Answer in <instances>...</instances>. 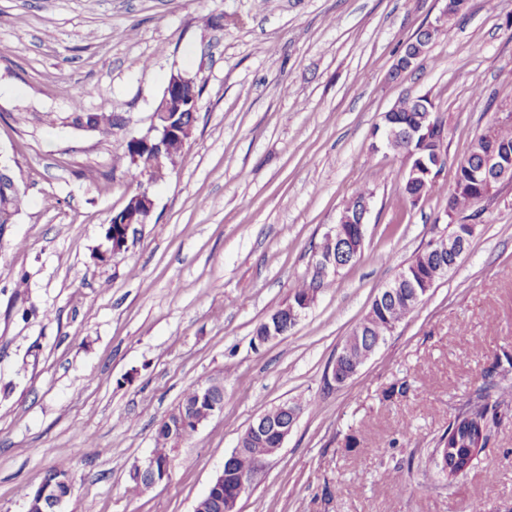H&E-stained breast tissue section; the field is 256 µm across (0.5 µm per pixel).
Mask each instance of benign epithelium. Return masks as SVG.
I'll return each instance as SVG.
<instances>
[{"label":"benign epithelium","instance_id":"benign-epithelium-1","mask_svg":"<svg viewBox=\"0 0 512 512\" xmlns=\"http://www.w3.org/2000/svg\"><path fill=\"white\" fill-rule=\"evenodd\" d=\"M194 83V79L184 76L180 72L170 74L167 86L165 88L159 110L152 113L150 125L147 131L133 138L135 142H143L150 146L155 142H164L168 140L174 129L172 126L160 120L162 112H196L198 111L199 99L186 93V89ZM483 169L486 172L488 191L485 196H492L497 189L512 181V176L508 174L507 165L495 154H489L485 157ZM164 180L160 175H150L146 181L141 183L135 191L136 199L143 204L142 212L136 217H131L125 221L122 232H107L108 248L102 252V258L117 255L128 248L130 231L135 224H147L149 218L154 212L155 202L150 194V188L154 184ZM336 256L334 252H326L317 262V270L320 277L326 279L336 274ZM308 303L302 302L298 305H289L288 312H278L275 316V323L266 326L265 332L255 337L254 345L264 346L279 337L283 336L281 321L288 319V323H298L301 316L307 310ZM347 356L346 346H341L339 353L331 365V379L337 385H342L353 376L359 368L353 366L346 368L340 364V361ZM224 411V384L217 380H210L202 386L197 400L181 405L170 415L162 420L167 428L176 438L180 439L183 432L189 429L198 430L199 427L210 418ZM281 413L288 414V421L272 427L269 424V418H273ZM301 414V408L296 403L284 401L270 415H259L245 430L237 440V444L230 457L235 458L246 452L253 444L263 440L269 428H274L277 434V447L271 449L266 456L258 460L256 466L239 475L234 481L230 493H224V472H219L212 480L207 492L201 497L194 508V512H238V503L242 497L249 494L254 487L257 478L264 471L270 457L274 456L278 449L283 447L285 441L291 435ZM171 476L168 469L158 467L154 456L150 455L141 461L135 462L128 474V482L136 485L140 490H148L157 484L163 482ZM74 480L69 472H59L57 477L49 482H41L35 490L27 497L26 512H61V506L65 502L66 496L60 494L58 486L73 489Z\"/></svg>","mask_w":512,"mask_h":512}]
</instances>
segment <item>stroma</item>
<instances>
[{"label":"stroma","mask_w":512,"mask_h":512,"mask_svg":"<svg viewBox=\"0 0 512 512\" xmlns=\"http://www.w3.org/2000/svg\"><path fill=\"white\" fill-rule=\"evenodd\" d=\"M439 0H0V158L25 203L0 224V512L47 471L75 482L61 512H193L237 439L284 401L302 413L239 512H512V413L447 483L431 461L485 373L512 384V184L482 204L462 260L344 385L336 351L412 255L445 232L452 168L512 108V0H468L451 38L390 80ZM179 70L203 85L188 161L153 189L154 223L108 259L136 190L118 162ZM483 88L474 98L473 84ZM448 118L450 163L419 204L371 153L403 95ZM123 120L105 136L75 104ZM368 187L360 259L287 336L255 326L309 269L311 247ZM224 381V411L141 495L128 471L184 391Z\"/></svg>","instance_id":"1"}]
</instances>
